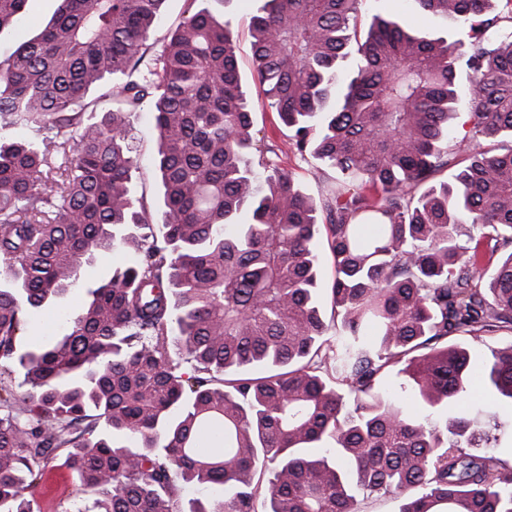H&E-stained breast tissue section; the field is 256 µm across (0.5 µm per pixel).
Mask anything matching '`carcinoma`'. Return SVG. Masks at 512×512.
Wrapping results in <instances>:
<instances>
[{
	"instance_id": "1",
	"label": "carcinoma",
	"mask_w": 512,
	"mask_h": 512,
	"mask_svg": "<svg viewBox=\"0 0 512 512\" xmlns=\"http://www.w3.org/2000/svg\"><path fill=\"white\" fill-rule=\"evenodd\" d=\"M58 2L0 55V512H33L58 457L93 496L75 512H362V491L512 512V464L470 452L496 417L462 408L477 370L512 400V346L484 361L467 344L512 332V0H419L451 42L379 15L359 32L363 0H261L255 79L317 199L248 159L234 32L204 0L151 61L166 0ZM27 3L0 0V33ZM464 93L471 139L452 127ZM145 109L164 204L149 240L129 136ZM113 250L127 261L20 350ZM186 484L224 496L186 511ZM317 248L323 257L321 288H323L322 291L325 308L329 314L331 301L330 288L332 287L333 270L332 258L328 248L327 230L323 226H321L320 233L317 237ZM52 319H57L54 313H46L40 310L29 323L27 330L21 337V342L29 344L40 340L43 336H48L46 324Z\"/></svg>"
}]
</instances>
